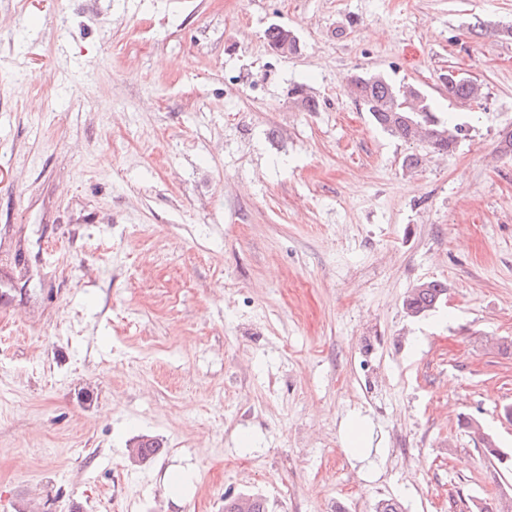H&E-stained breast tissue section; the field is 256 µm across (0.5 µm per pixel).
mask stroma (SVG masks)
I'll return each instance as SVG.
<instances>
[{
  "label": "stroma",
  "instance_id": "35a3bbf8",
  "mask_svg": "<svg viewBox=\"0 0 512 512\" xmlns=\"http://www.w3.org/2000/svg\"><path fill=\"white\" fill-rule=\"evenodd\" d=\"M451 69L480 103L449 100ZM366 71L462 124L454 152L406 169L422 146L348 91ZM509 132L512 0H0L9 512L512 498L479 439L512 450V354L487 345L512 340ZM427 280L446 304L408 315ZM144 436L162 452L132 461ZM291 33L292 32L288 30L287 27L281 25L270 26L266 31V38L272 51L277 53L282 48L277 54L286 57H288V55L297 54L300 51V42L297 37L295 38L297 51L290 52L288 49V47L293 44V38L290 35ZM447 293V286L438 280L422 281L407 291L403 307L414 316L425 315L441 306ZM345 439L353 457L358 461H364L365 448L368 444V432L366 423L358 416L352 415L347 419ZM242 495L224 498V512H268V502L261 495Z\"/></svg>",
  "mask_w": 512,
  "mask_h": 512
}]
</instances>
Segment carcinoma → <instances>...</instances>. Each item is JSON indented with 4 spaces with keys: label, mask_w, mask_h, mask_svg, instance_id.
<instances>
[{
    "label": "carcinoma",
    "mask_w": 512,
    "mask_h": 512,
    "mask_svg": "<svg viewBox=\"0 0 512 512\" xmlns=\"http://www.w3.org/2000/svg\"><path fill=\"white\" fill-rule=\"evenodd\" d=\"M268 44L278 52L285 44H293L291 31L281 25H272L266 31ZM349 89L359 106L368 112L373 123L405 141L425 132L431 152L444 155L456 148L463 128L451 125L436 116L428 96L414 86L397 87L380 74L362 72L349 79ZM448 99L476 101L482 97L481 86L466 76H458L446 84ZM447 286L438 280L422 281L410 288L403 300L406 312L425 315L441 306L447 297ZM485 455L492 464L512 470V453L505 451L490 438L482 439ZM224 512H268V502L261 495L227 497Z\"/></svg>",
    "instance_id": "1"
}]
</instances>
